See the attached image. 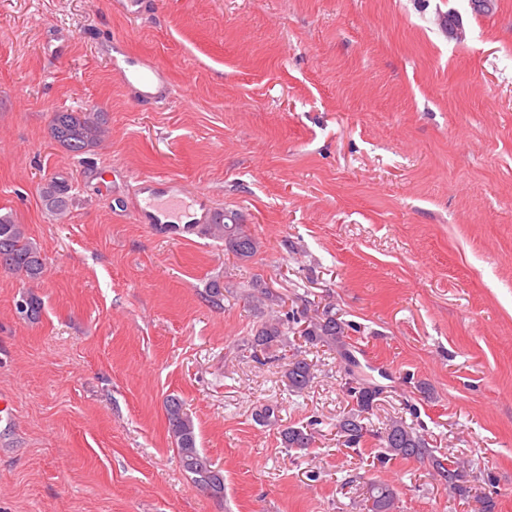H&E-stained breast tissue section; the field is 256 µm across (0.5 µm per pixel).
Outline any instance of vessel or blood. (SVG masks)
I'll return each instance as SVG.
<instances>
[{"mask_svg":"<svg viewBox=\"0 0 512 512\" xmlns=\"http://www.w3.org/2000/svg\"><path fill=\"white\" fill-rule=\"evenodd\" d=\"M111 44L115 51L110 58L112 68L135 101L156 105L170 99L172 87L164 68L130 53L122 39H112ZM138 193V199L131 202L135 219L150 225L156 234L180 236L185 225L208 224L214 219L207 193L183 199L175 180L160 176L141 178Z\"/></svg>","mask_w":512,"mask_h":512,"instance_id":"1","label":"vessel or blood"}]
</instances>
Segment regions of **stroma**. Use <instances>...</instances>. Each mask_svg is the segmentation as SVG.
<instances>
[{
    "instance_id": "1",
    "label": "stroma",
    "mask_w": 512,
    "mask_h": 512,
    "mask_svg": "<svg viewBox=\"0 0 512 512\" xmlns=\"http://www.w3.org/2000/svg\"><path fill=\"white\" fill-rule=\"evenodd\" d=\"M106 34L167 70L170 102L127 94ZM91 107L109 118L100 146L51 141L53 113ZM147 175L208 193L260 251L242 262L115 215ZM48 180L64 214L41 203ZM0 212L46 258L36 284L0 269V512H370L379 480L399 512H474L427 464L380 463L376 438L342 445L335 355L291 338L315 366L300 394L283 361L252 358L255 281L282 312L352 323L358 371L384 389L369 428L417 416L512 512V0H150L138 19L110 0H0ZM29 292L33 323L15 311ZM170 396L223 496L182 471ZM310 421L311 447L283 446L281 427ZM40 198L44 208L52 214H61L68 209L69 200L65 190L54 181L41 187Z\"/></svg>"
}]
</instances>
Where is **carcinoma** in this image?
<instances>
[{"label": "carcinoma", "mask_w": 512, "mask_h": 512, "mask_svg": "<svg viewBox=\"0 0 512 512\" xmlns=\"http://www.w3.org/2000/svg\"><path fill=\"white\" fill-rule=\"evenodd\" d=\"M109 133L107 113L105 112H55L49 124L51 139L65 151L85 153L100 145ZM40 198L44 208L52 214H61L68 209L69 200L65 190L51 181L41 187ZM190 232L199 236H211L224 242V249L238 260H251L260 250L261 242L253 236L246 225L239 223L235 213L219 214L211 224H193ZM0 268L21 274L32 282L41 280L45 273V259L39 244L27 236L25 226L16 223L11 216L0 214ZM258 294L249 293L246 302L259 310L262 306L280 305L282 297L262 286L255 284ZM26 309L18 313L28 321L39 318L41 301L32 293L25 295ZM349 323L340 320L328 308L312 315L303 311L298 316L283 320L279 317L260 321L247 337L246 345L252 350L254 358L273 355L274 352L288 346V333H293L305 344L324 348L334 354L344 377V386L353 406L336 425L337 434L343 445L358 447L367 434H373L380 442L383 452L380 462L390 459L419 460L428 462L435 478L448 487L450 493L463 500L470 498L476 503V512H495L494 498L489 495L472 494L469 485L470 473L459 461H452L435 454L429 447L422 423L407 422L401 417H391L383 427L370 432L365 423V414L373 410L383 389L359 377L355 368L358 361L349 348ZM288 390L302 393L311 386L315 378L314 366L301 355L294 352L288 357L285 368ZM168 432L176 446L179 463L193 483L212 496H223L224 474L209 462L197 447V432L194 420L185 412L184 402L172 396L166 400ZM316 430L313 424L281 429L280 437L286 448H309L315 442ZM371 512H397L396 493L385 482H376L370 487Z\"/></svg>", "instance_id": "carcinoma-1"}]
</instances>
